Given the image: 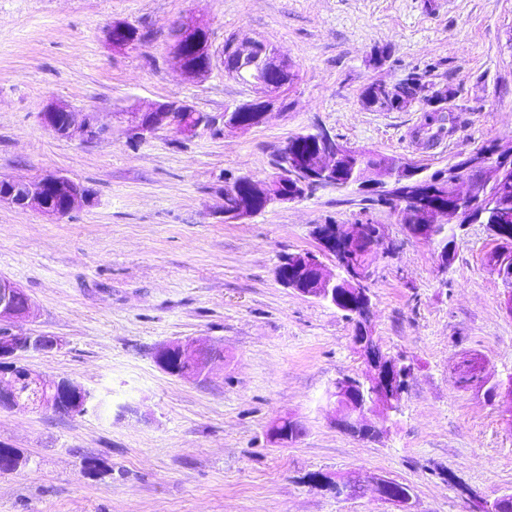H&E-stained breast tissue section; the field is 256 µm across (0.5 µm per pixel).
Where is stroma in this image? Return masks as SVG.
<instances>
[{"label": "stroma", "mask_w": 512, "mask_h": 512, "mask_svg": "<svg viewBox=\"0 0 512 512\" xmlns=\"http://www.w3.org/2000/svg\"><path fill=\"white\" fill-rule=\"evenodd\" d=\"M190 17L208 22L213 51L234 35L286 54L297 73L288 108L221 137L130 141L115 113L131 102L220 114L259 94L220 68L203 81L182 73L170 45ZM116 20L143 41L109 44ZM425 69L452 92L454 131L434 150L410 141L425 102L399 112L360 102L367 84ZM53 101L95 112L111 135L58 137L38 121ZM316 122L433 171L485 144L511 149L512 0H0V179L61 172L93 197L58 219L1 205L0 277L35 306L22 331L61 342L23 364L94 396L83 414L0 409V444L28 459L0 474V512H395L372 489L379 477L409 486L411 512H475L512 496V401L454 372L471 353L485 377L512 375V315L485 263L497 246L486 225L458 230L443 271L388 209L331 189L239 224L221 217L225 173L270 181L274 148ZM366 216L395 244L370 266L373 334L411 372L398 410L375 408L381 433L364 439L336 428L328 398L336 379L365 372L351 319L276 271L281 255L319 253L317 225ZM187 337L224 349L207 381L154 362L159 344ZM289 417L303 435L274 442L271 424ZM86 457L106 474L87 475ZM313 473L364 491L336 498Z\"/></svg>", "instance_id": "obj_1"}]
</instances>
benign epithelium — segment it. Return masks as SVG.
I'll list each match as a JSON object with an SVG mask.
<instances>
[{
	"label": "benign epithelium",
	"instance_id": "benign-epithelium-1",
	"mask_svg": "<svg viewBox=\"0 0 512 512\" xmlns=\"http://www.w3.org/2000/svg\"><path fill=\"white\" fill-rule=\"evenodd\" d=\"M202 30L208 28L203 19L192 18L174 29L171 53L177 61H182L188 29ZM198 49L204 63L194 69L186 68L184 72L199 80L208 77L217 61L230 58L234 62L231 76L249 86L263 89V95L241 103L257 112V120L262 122L268 113L280 102V92L287 86V79L280 76L283 71L291 72L294 64L278 50L262 45L258 39L240 40L229 36L224 39V48L220 54L212 52L211 45L198 43ZM428 106L435 111L445 112L444 104L448 101L445 91L431 84L425 89ZM192 105L182 101L176 105L170 100L151 103L146 107L132 105L115 113L120 119L122 134L135 141H144L163 130L174 131L187 138L205 136H222L226 131L244 130L246 126L239 123L229 110L220 115H211V121L188 119ZM60 112L68 113L65 124L57 123ZM41 124L51 128L57 136L64 139H78L89 143L107 130L97 126L92 112H76L63 102H53L38 113ZM314 139L319 150L312 155L301 156L297 152V143L285 139L275 150L281 167L294 171L298 166L307 179L303 181L304 194L310 189L326 186L328 177L334 174L336 162L353 153L354 147L337 139L329 130L315 126L303 133ZM368 183L385 193L390 189L389 174L380 168L365 170ZM256 192L267 198V204L291 202L288 196L279 190V180L255 185ZM62 195L70 208L82 209L92 203L91 196L83 191L77 182L62 173H48L26 181H0V204L6 203L23 210H31L47 217H61L65 212L51 206L48 192ZM224 223H241L256 214L255 209L245 199L233 191H223ZM481 202L474 187L463 193L460 188L453 191V201L438 208L431 220L445 216L456 221V227L474 224L480 214L475 207ZM321 252L333 258L335 270H330L317 255L311 252L291 253L281 259V263L290 267L297 278H308L307 287L296 288L295 283L283 277V270H278L280 282L287 288L320 301L336 305V287L340 284L359 295L361 310L355 314L357 320L352 341L366 366L364 379L343 377L336 380L330 397L334 398V423L345 432H357L369 423L368 414L376 404L388 410L397 408L401 400L400 379L408 373V366L390 357H379L381 347L372 334V303L368 281L370 270L352 261L353 251L370 244L372 252L389 255L390 246L382 228L377 224H329L327 228L315 229ZM494 271L501 278L505 289L503 305L512 314V272L501 265L494 266ZM34 305L29 297L15 282L0 277V382L11 380L5 365L13 362L21 351L49 352L59 346V340L53 336L25 333L19 329V323L34 316ZM177 349L182 356L189 359L191 368L181 374L183 378L200 379L211 374L216 359L215 345L198 338H185L159 345L154 352L156 364L163 368L164 355ZM34 380L40 394L33 405L39 409L58 411L59 403L55 398L54 386L39 376ZM391 479L378 478L373 483L377 496L396 507L399 512H409L411 497L393 495L389 491Z\"/></svg>",
	"mask_w": 512,
	"mask_h": 512
}]
</instances>
